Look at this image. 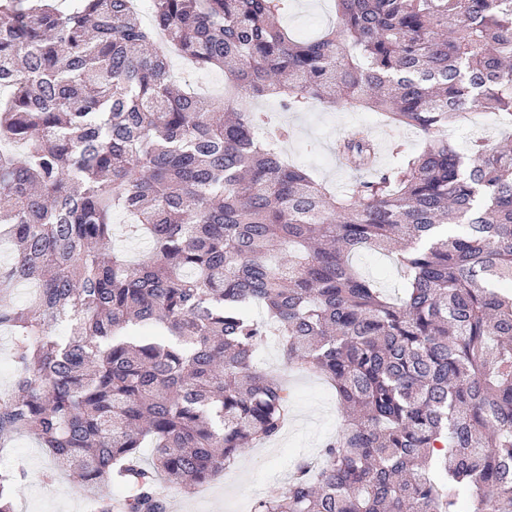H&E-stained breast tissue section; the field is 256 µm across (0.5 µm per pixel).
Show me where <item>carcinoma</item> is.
<instances>
[{
  "mask_svg": "<svg viewBox=\"0 0 512 512\" xmlns=\"http://www.w3.org/2000/svg\"><path fill=\"white\" fill-rule=\"evenodd\" d=\"M334 2L340 31L308 40L275 22L288 0H152L148 25L131 0H0V449L35 435L97 512H166L158 480L195 488L276 437L271 341L348 419L253 512H512V135L449 137L476 110L512 126V0ZM160 35L231 96L177 87ZM266 100L377 112L423 146L338 194L285 162ZM336 152L376 158L357 133ZM117 214L148 257L112 248ZM360 253L393 256L396 296ZM15 367L11 358V340L0 331V389L8 388L14 380Z\"/></svg>",
  "mask_w": 512,
  "mask_h": 512,
  "instance_id": "obj_1",
  "label": "carcinoma"
}]
</instances>
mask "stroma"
<instances>
[{
	"mask_svg": "<svg viewBox=\"0 0 512 512\" xmlns=\"http://www.w3.org/2000/svg\"><path fill=\"white\" fill-rule=\"evenodd\" d=\"M335 19L332 0H289L282 23L295 32L314 35L332 28ZM264 107L293 131L286 145L289 161L313 171L337 191L354 178L353 171L336 158L338 137L357 132L373 140L379 146L378 164L382 167L390 164L396 144L417 142L411 132L385 124L372 112L320 105L306 112H282L273 101L265 102ZM288 390V426L267 447L249 448L223 479L192 493L175 484H158L169 512H245L244 499L252 488H259L264 496L281 490L299 458L319 455L323 442L343 423L336 396L325 381L297 369L288 372ZM12 448L17 464L24 469L13 486L16 512H91V495L79 493L68 473L46 479L51 459L33 435L18 437Z\"/></svg>",
	"mask_w": 512,
	"mask_h": 512,
	"instance_id": "obj_1",
	"label": "stroma"
}]
</instances>
